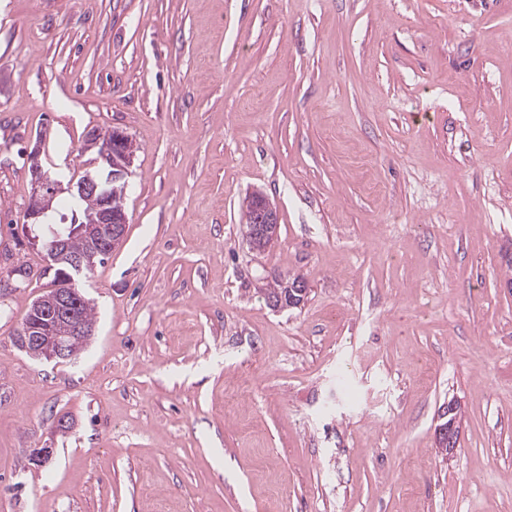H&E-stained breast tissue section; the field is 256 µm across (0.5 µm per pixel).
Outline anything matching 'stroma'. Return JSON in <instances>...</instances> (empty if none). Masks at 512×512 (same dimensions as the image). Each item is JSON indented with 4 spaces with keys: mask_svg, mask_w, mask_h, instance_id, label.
Listing matches in <instances>:
<instances>
[{
    "mask_svg": "<svg viewBox=\"0 0 512 512\" xmlns=\"http://www.w3.org/2000/svg\"><path fill=\"white\" fill-rule=\"evenodd\" d=\"M112 128L94 333L33 359L29 154ZM5 275L0 512H512V0H0ZM245 209L250 212V222L245 214L246 229L249 228L246 232V236L252 248L256 250L255 245L260 238L276 233L278 227L277 211L270 201L260 192H254L246 199ZM276 237L277 234L272 237H267L264 242L260 244L258 251H265L268 246H271ZM283 284V290L280 289L279 283L276 281L272 288H269L271 292H278L277 297L268 299L271 306L274 308H292L299 306L307 293V288L302 280H297L296 277L292 279L281 278ZM456 406L453 403H448V413H444L443 417H448L449 415H453L449 422H443L439 424L435 429V441L438 448H441L446 455H453L456 448L453 447L454 440L457 435L460 436V426L457 421V417L455 414ZM451 415V416H452Z\"/></svg>",
    "mask_w": 512,
    "mask_h": 512,
    "instance_id": "35a3bbf8",
    "label": "stroma"
}]
</instances>
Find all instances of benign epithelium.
I'll list each match as a JSON object with an SVG mask.
<instances>
[{"mask_svg": "<svg viewBox=\"0 0 512 512\" xmlns=\"http://www.w3.org/2000/svg\"><path fill=\"white\" fill-rule=\"evenodd\" d=\"M96 150L88 165L103 166V172H86L78 180L64 183L43 170L40 147L30 153L32 195L25 217L28 224H44L51 241L45 244L48 269L54 271L55 283L36 298L28 319L16 338L21 350L34 359L67 361L75 357L87 344L93 329L79 318V309L87 302L75 284V276L89 272L96 258L105 250H114L123 243L128 216L124 208L129 167L135 146L126 132L112 128L104 133L92 132L83 151ZM70 196L77 205L72 215L53 210L61 195ZM250 212V226L246 232L251 245L278 227L276 208L260 192L252 193L245 202ZM80 237L85 242L81 252L70 248L71 240ZM283 290L269 299L275 308L299 306L307 293L301 280L282 279ZM456 406L448 404L450 421L435 429V441L446 455H453L454 440L460 434L455 417Z\"/></svg>", "mask_w": 512, "mask_h": 512, "instance_id": "1", "label": "benign epithelium"}]
</instances>
